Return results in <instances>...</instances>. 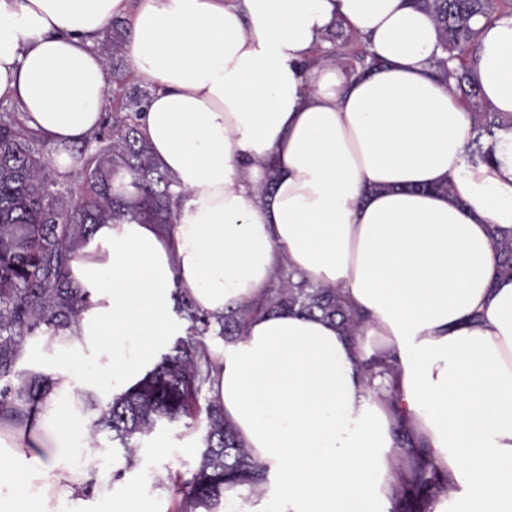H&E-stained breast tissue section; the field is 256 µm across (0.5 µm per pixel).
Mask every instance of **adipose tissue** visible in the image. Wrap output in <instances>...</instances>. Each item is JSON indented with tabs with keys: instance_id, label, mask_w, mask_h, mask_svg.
Segmentation results:
<instances>
[{
	"instance_id": "1",
	"label": "adipose tissue",
	"mask_w": 512,
	"mask_h": 512,
	"mask_svg": "<svg viewBox=\"0 0 512 512\" xmlns=\"http://www.w3.org/2000/svg\"><path fill=\"white\" fill-rule=\"evenodd\" d=\"M115 18L152 88L140 131L182 195L174 223L103 224L77 249L86 302L37 346L49 387L26 425L0 423V512H62L89 486L111 497L95 395L153 366L176 288L220 316L283 266L367 321L353 341L319 317L256 316L215 349L207 401L274 490L225 485L217 512H391L412 468L398 426L450 480L424 512H512V278L488 233L512 229V131L495 162L471 156L472 113L431 66L433 18L411 0H0V101L58 171L99 128ZM337 24L379 71L311 65ZM474 26L482 101L512 114V13ZM368 344L392 374L363 371Z\"/></svg>"
}]
</instances>
